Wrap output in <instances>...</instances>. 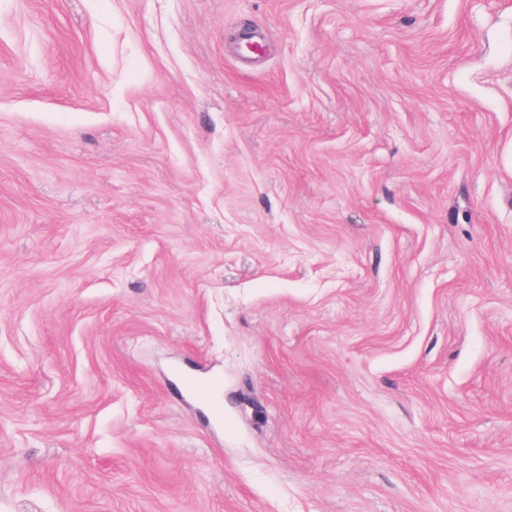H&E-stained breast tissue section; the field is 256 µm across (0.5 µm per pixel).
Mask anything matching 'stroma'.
Listing matches in <instances>:
<instances>
[{
	"mask_svg": "<svg viewBox=\"0 0 512 512\" xmlns=\"http://www.w3.org/2000/svg\"><path fill=\"white\" fill-rule=\"evenodd\" d=\"M0 512H512V0H0Z\"/></svg>",
	"mask_w": 512,
	"mask_h": 512,
	"instance_id": "stroma-1",
	"label": "stroma"
}]
</instances>
